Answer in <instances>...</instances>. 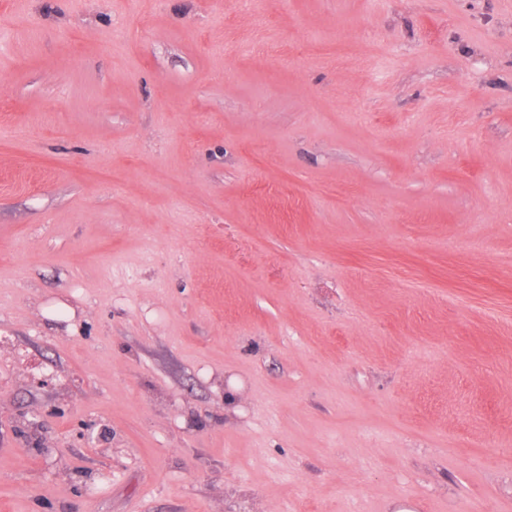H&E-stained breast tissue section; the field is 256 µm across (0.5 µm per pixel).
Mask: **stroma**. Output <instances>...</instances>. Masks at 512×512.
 <instances>
[{
    "instance_id": "obj_1",
    "label": "stroma",
    "mask_w": 512,
    "mask_h": 512,
    "mask_svg": "<svg viewBox=\"0 0 512 512\" xmlns=\"http://www.w3.org/2000/svg\"><path fill=\"white\" fill-rule=\"evenodd\" d=\"M508 448L512 0H0V512H512Z\"/></svg>"
}]
</instances>
